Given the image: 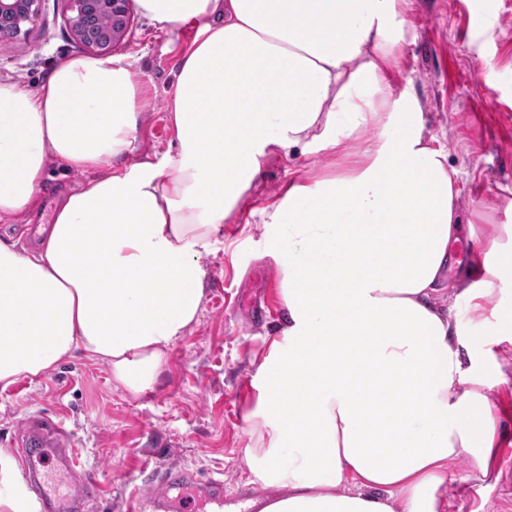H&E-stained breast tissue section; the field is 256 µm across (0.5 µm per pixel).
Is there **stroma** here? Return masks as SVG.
<instances>
[{
    "label": "stroma",
    "mask_w": 512,
    "mask_h": 512,
    "mask_svg": "<svg viewBox=\"0 0 512 512\" xmlns=\"http://www.w3.org/2000/svg\"><path fill=\"white\" fill-rule=\"evenodd\" d=\"M406 66L394 77L396 91L419 98L427 131L444 145L448 165L459 173L461 211L485 224H502L512 191V0H412L404 16ZM186 28L176 43L141 13L112 51L143 88L137 157L164 152L174 138L168 98L181 52L192 42ZM61 0H42L40 17L21 42H0V83L37 92L55 66L84 57ZM493 69L495 87L482 73ZM326 153L291 154L257 178L248 208L263 207L281 193L289 176L328 171ZM84 177L48 161L42 210L0 222V239L18 248L36 246L43 213L79 190ZM199 319L171 345L167 364L151 388L134 395L112 379L104 362L77 354L44 375L0 387V448L26 452L20 436L38 417L56 418L70 431L79 468L92 469L102 496L84 512H127L128 501L150 496L168 469L224 481V503L242 512L262 494L249 481L246 451L256 436L244 419L255 403L253 379L268 352L283 310L279 265L266 254L264 227L228 224L224 242L205 264ZM485 323V342L496 360L479 359L489 377L505 373L488 398L498 410L502 436L487 473L466 459L448 466L449 512H512V488L502 474L512 461V335Z\"/></svg>",
    "instance_id": "stroma-1"
}]
</instances>
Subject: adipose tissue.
Returning <instances> with one entry per match:
<instances>
[{
  "mask_svg": "<svg viewBox=\"0 0 512 512\" xmlns=\"http://www.w3.org/2000/svg\"><path fill=\"white\" fill-rule=\"evenodd\" d=\"M411 0H136L177 62L175 146L136 158L141 91L121 60L74 57L38 92L0 84V220L40 208L45 163L85 175L36 249L0 241V384L80 351L131 392L197 319L205 260L274 159L320 149L258 210L282 266L283 340L253 380L247 466L259 512H448V464L487 471L498 420L473 313L512 283V224L463 222L459 173L395 92ZM470 282L442 302L454 247ZM38 505L0 448V512Z\"/></svg>",
  "mask_w": 512,
  "mask_h": 512,
  "instance_id": "ef3b65f1",
  "label": "adipose tissue"
}]
</instances>
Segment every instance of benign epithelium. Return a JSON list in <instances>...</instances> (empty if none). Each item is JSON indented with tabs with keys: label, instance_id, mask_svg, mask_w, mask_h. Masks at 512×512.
<instances>
[{
	"label": "benign epithelium",
	"instance_id": "benign-epithelium-1",
	"mask_svg": "<svg viewBox=\"0 0 512 512\" xmlns=\"http://www.w3.org/2000/svg\"><path fill=\"white\" fill-rule=\"evenodd\" d=\"M42 0H0V39L20 41L36 20ZM72 38L101 54L112 53L130 28L132 0H62Z\"/></svg>",
	"mask_w": 512,
	"mask_h": 512
}]
</instances>
